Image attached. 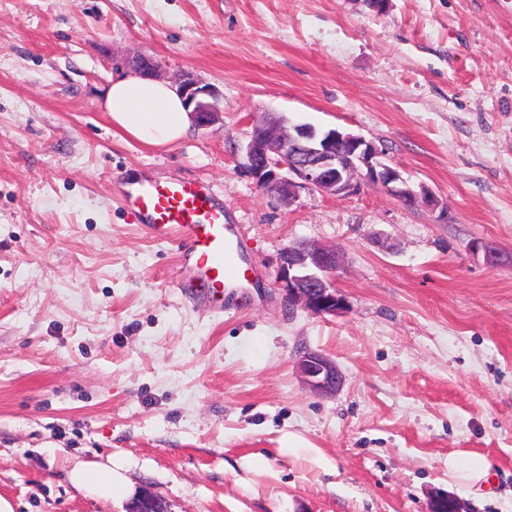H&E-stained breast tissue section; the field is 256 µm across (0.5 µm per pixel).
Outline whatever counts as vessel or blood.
I'll use <instances>...</instances> for the list:
<instances>
[{"instance_id":"b4317fda","label":"vessel or blood","mask_w":512,"mask_h":512,"mask_svg":"<svg viewBox=\"0 0 512 512\" xmlns=\"http://www.w3.org/2000/svg\"><path fill=\"white\" fill-rule=\"evenodd\" d=\"M121 203L150 236L177 245L189 275L180 283L184 301L194 307L225 289L240 287L251 265L224 205L194 180L147 181L125 184Z\"/></svg>"}]
</instances>
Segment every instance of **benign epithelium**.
<instances>
[{"label": "benign epithelium", "mask_w": 512, "mask_h": 512, "mask_svg": "<svg viewBox=\"0 0 512 512\" xmlns=\"http://www.w3.org/2000/svg\"><path fill=\"white\" fill-rule=\"evenodd\" d=\"M131 68L138 74L156 78L160 63L140 52L131 56ZM178 91L195 122L212 124L220 112L210 101L214 93L193 74L178 77ZM246 169L256 185L273 193L284 204H292L300 190L317 189L329 196H348L363 187L385 190L404 203L423 199L438 209L442 204L425 191L417 195L397 168L383 161L384 151L374 142L339 128L318 131L307 124L289 125L273 113L252 123L244 147ZM338 256L336 249L314 241L285 247L279 256L277 286L288 306H300L317 316H336L347 308L346 297L335 287ZM304 385L319 395H333L342 383L336 363L323 353L304 350L296 360ZM465 512L454 496L437 493L431 497L429 512ZM128 512H168L155 494L144 491L131 502Z\"/></svg>", "instance_id": "1"}]
</instances>
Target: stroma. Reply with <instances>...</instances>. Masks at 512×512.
Wrapping results in <instances>:
<instances>
[{"instance_id":"1","label":"stroma","mask_w":512,"mask_h":512,"mask_svg":"<svg viewBox=\"0 0 512 512\" xmlns=\"http://www.w3.org/2000/svg\"><path fill=\"white\" fill-rule=\"evenodd\" d=\"M137 50L215 87L218 122L118 133L104 95ZM263 112L385 147L446 214L371 187L281 203L244 168ZM135 174L214 190L257 272L235 305L184 301L175 248L121 204ZM305 240L339 252L346 312L283 303ZM460 452L484 489L449 483ZM108 457L128 493L71 487ZM143 489L169 512H512V0H0V496L127 512ZM296 368L304 385L319 395L335 394L342 383L336 363L318 351H302L296 360ZM489 464L479 456H448V480L462 487H480L487 483Z\"/></svg>"}]
</instances>
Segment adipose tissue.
I'll return each mask as SVG.
<instances>
[{"label":"adipose tissue","instance_id":"adipose-tissue-1","mask_svg":"<svg viewBox=\"0 0 512 512\" xmlns=\"http://www.w3.org/2000/svg\"><path fill=\"white\" fill-rule=\"evenodd\" d=\"M104 109L115 130L148 147H165L183 138L193 117L176 88L139 75L125 76L108 88ZM84 495L112 500L124 485L111 460L79 461L68 473Z\"/></svg>","mask_w":512,"mask_h":512}]
</instances>
